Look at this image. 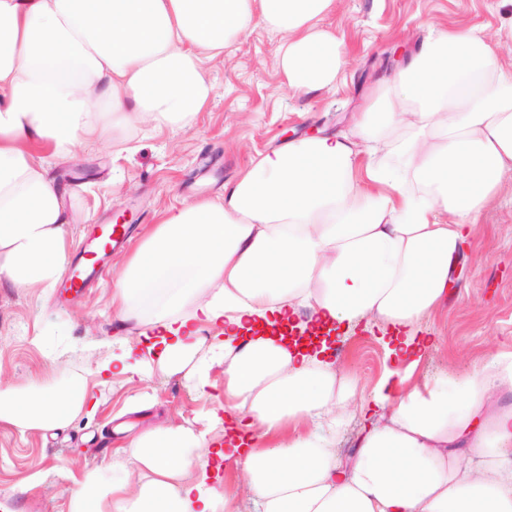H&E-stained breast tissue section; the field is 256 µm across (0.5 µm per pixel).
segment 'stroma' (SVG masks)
Segmentation results:
<instances>
[{"label":"stroma","instance_id":"obj_1","mask_svg":"<svg viewBox=\"0 0 512 512\" xmlns=\"http://www.w3.org/2000/svg\"><path fill=\"white\" fill-rule=\"evenodd\" d=\"M321 23L343 37L349 52L334 87L291 93L278 66L284 37L257 20L223 56L204 61L216 92L191 127L146 123L129 144L84 141L66 159L34 146L48 177L69 193V255H76L88 225L124 214L148 234L163 212L199 198L223 200L225 186L260 154L310 133L346 130L389 75L387 54L422 41L431 28H473L502 40L512 55V0H335ZM474 234L446 303L423 324L437 346L425 353L415 382L442 372L465 376L490 350L512 347L511 183L478 218ZM126 258L114 254L103 281L68 306L50 291L0 284V382L47 388L62 370L82 375L97 403L92 414L57 429L22 434L0 424V492L31 495L37 512H69L76 480L112 460L101 444L116 449L167 423L205 430L203 413L224 394L219 368L203 393L180 374L100 382L93 367L108 354L112 336L120 331L137 339L134 327H119L111 305ZM336 353L364 397L390 366L382 343L363 328L339 341Z\"/></svg>","mask_w":512,"mask_h":512}]
</instances>
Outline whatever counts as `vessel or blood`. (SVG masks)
<instances>
[{"instance_id": "b4317fda", "label": "vessel or blood", "mask_w": 512, "mask_h": 512, "mask_svg": "<svg viewBox=\"0 0 512 512\" xmlns=\"http://www.w3.org/2000/svg\"><path fill=\"white\" fill-rule=\"evenodd\" d=\"M131 231L128 224L94 225L83 256L66 268L57 284L59 301L68 303L80 298L101 276L112 252L124 247Z\"/></svg>"}]
</instances>
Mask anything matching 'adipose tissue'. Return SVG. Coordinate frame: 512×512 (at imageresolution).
Returning <instances> with one entry per match:
<instances>
[{
  "instance_id": "1",
  "label": "adipose tissue",
  "mask_w": 512,
  "mask_h": 512,
  "mask_svg": "<svg viewBox=\"0 0 512 512\" xmlns=\"http://www.w3.org/2000/svg\"><path fill=\"white\" fill-rule=\"evenodd\" d=\"M334 0H0V281L53 288L69 215L29 145L71 153L125 142L137 123L190 127L214 93L202 60L253 20L283 34L289 89L335 86L343 39L321 27ZM512 174V70L471 29H433L341 134L260 155L224 189L165 215L120 272L99 377L224 370L208 430L150 429L78 481L70 512H240L221 473H244L258 512H512V350L462 377L413 383L416 328L448 295L472 224ZM154 306L140 308L146 297ZM329 338L273 334L301 313ZM389 328L399 364L367 398L336 364L334 336L364 318ZM215 334L203 343L201 326ZM81 376L47 390L0 384V423L27 432L87 413ZM366 424L354 451L336 437ZM313 424L304 434L286 427Z\"/></svg>"
}]
</instances>
